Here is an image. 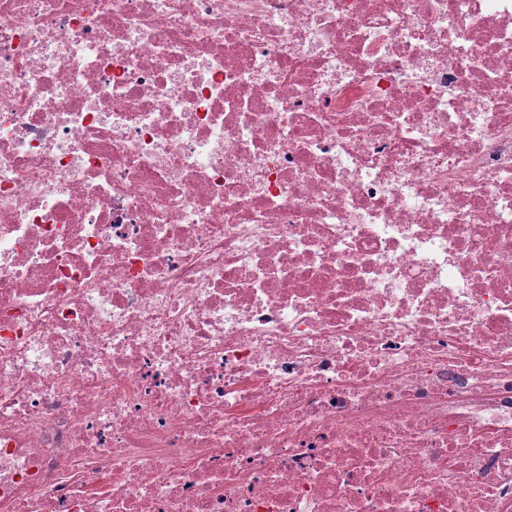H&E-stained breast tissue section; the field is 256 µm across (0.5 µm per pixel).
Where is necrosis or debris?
Listing matches in <instances>:
<instances>
[{
  "instance_id": "necrosis-or-debris-1",
  "label": "necrosis or debris",
  "mask_w": 512,
  "mask_h": 512,
  "mask_svg": "<svg viewBox=\"0 0 512 512\" xmlns=\"http://www.w3.org/2000/svg\"><path fill=\"white\" fill-rule=\"evenodd\" d=\"M0 512H512V0H0Z\"/></svg>"
}]
</instances>
